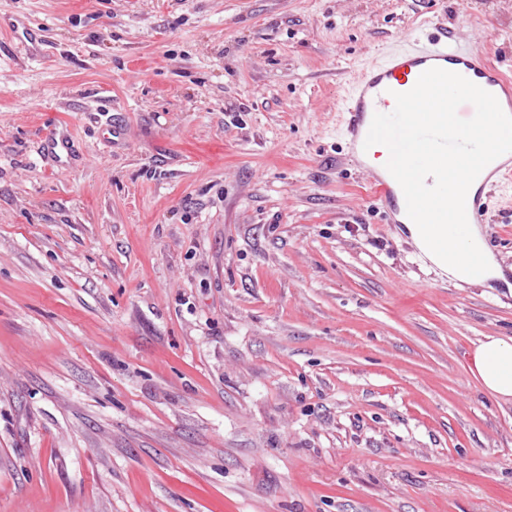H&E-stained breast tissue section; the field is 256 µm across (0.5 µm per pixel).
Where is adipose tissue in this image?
<instances>
[{"label": "adipose tissue", "instance_id": "1", "mask_svg": "<svg viewBox=\"0 0 512 512\" xmlns=\"http://www.w3.org/2000/svg\"><path fill=\"white\" fill-rule=\"evenodd\" d=\"M401 231L405 241L452 279L482 287L503 282L512 291V282L475 225L405 224ZM467 370L482 390L512 402V336L485 335L473 341Z\"/></svg>", "mask_w": 512, "mask_h": 512}]
</instances>
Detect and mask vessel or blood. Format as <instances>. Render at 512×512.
<instances>
[{
  "label": "vessel or blood",
  "instance_id": "b4317fda",
  "mask_svg": "<svg viewBox=\"0 0 512 512\" xmlns=\"http://www.w3.org/2000/svg\"><path fill=\"white\" fill-rule=\"evenodd\" d=\"M438 67L458 73L493 94L502 109L512 115V79L484 64L477 51L460 42L448 29L436 27L402 35L399 46L382 61L367 67L353 82L343 108L344 129L352 152L363 156L364 141L375 113H389L395 94L410 91L426 70ZM512 180V154L485 170L484 186L477 189L467 208L470 223L485 221L488 186ZM373 198L391 224L408 223L406 202L399 183L387 169L372 170Z\"/></svg>",
  "mask_w": 512,
  "mask_h": 512
}]
</instances>
